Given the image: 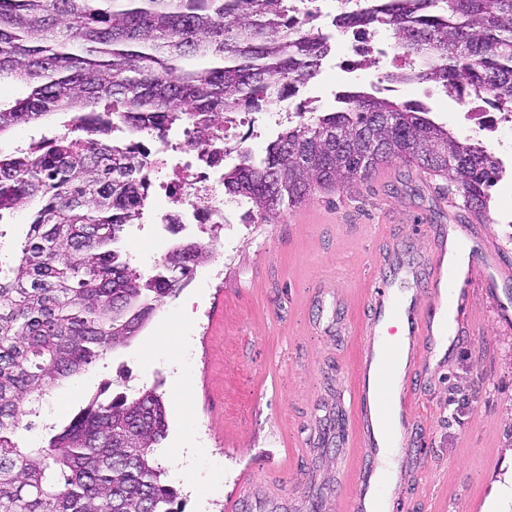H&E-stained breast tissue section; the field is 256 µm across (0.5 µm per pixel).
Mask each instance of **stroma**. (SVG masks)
Returning a JSON list of instances; mask_svg holds the SVG:
<instances>
[{
  "mask_svg": "<svg viewBox=\"0 0 512 512\" xmlns=\"http://www.w3.org/2000/svg\"><path fill=\"white\" fill-rule=\"evenodd\" d=\"M348 71L328 56L298 102L334 109L338 91L381 87L391 61L368 66L346 53ZM401 100L427 105L433 118L460 130L462 104L441 85H400ZM488 231L512 261V179L492 187ZM431 187L407 162L384 175L331 191L269 219L244 224L232 248L196 267L160 303L139 336L80 376L64 380L23 420L30 442L62 424L104 385L130 396L160 385L167 437L156 456L179 492L183 512H225L239 475L256 472L242 512H346L359 452L336 444V409L363 345L361 320L368 271L388 249L420 258L419 224H447ZM177 237L157 224H130L123 244L130 263L150 278ZM512 290L476 288L470 330L444 361L426 366L418 411L427 450L401 458L422 481L412 512H512L498 491L512 484ZM300 449L291 472L279 470L284 447Z\"/></svg>",
  "mask_w": 512,
  "mask_h": 512,
  "instance_id": "obj_1",
  "label": "stroma"
}]
</instances>
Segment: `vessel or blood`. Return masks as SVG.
<instances>
[{
	"instance_id": "obj_1",
	"label": "vessel or blood",
	"mask_w": 512,
	"mask_h": 512,
	"mask_svg": "<svg viewBox=\"0 0 512 512\" xmlns=\"http://www.w3.org/2000/svg\"><path fill=\"white\" fill-rule=\"evenodd\" d=\"M478 237L480 256L460 268L448 260L461 236ZM429 248L421 262L392 256L391 275L372 271L362 330L365 342L355 365L357 382L342 413L362 465L349 512H390L392 496L377 473L383 449L421 445L420 421L413 387L422 376L424 353L434 352L443 333L430 308L466 307L474 282L494 288L512 282L497 240L484 225H449L429 230Z\"/></svg>"
}]
</instances>
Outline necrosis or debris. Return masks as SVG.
Returning <instances> with one entry per match:
<instances>
[{"label":"necrosis or debris","instance_id":"1","mask_svg":"<svg viewBox=\"0 0 512 512\" xmlns=\"http://www.w3.org/2000/svg\"><path fill=\"white\" fill-rule=\"evenodd\" d=\"M294 13L302 27H316L329 35L334 44L350 48L374 62L400 59L389 43H376L374 34L360 35L354 28L337 27L323 9L325 0H291ZM472 125V139L490 141L498 131H512V107L484 106L482 98L471 97L464 115ZM131 143L146 152L143 174L149 184L159 185L164 204L154 209L159 224H176L182 231L194 232L200 224H232L225 213L224 164L236 161L248 145L233 125H220L209 139H199L192 125L185 124L167 131L164 139L141 132L131 135Z\"/></svg>","mask_w":512,"mask_h":512}]
</instances>
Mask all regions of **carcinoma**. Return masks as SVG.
I'll return each mask as SVG.
<instances>
[{
    "label": "carcinoma",
    "mask_w": 512,
    "mask_h": 512,
    "mask_svg": "<svg viewBox=\"0 0 512 512\" xmlns=\"http://www.w3.org/2000/svg\"><path fill=\"white\" fill-rule=\"evenodd\" d=\"M336 23L391 31L419 61L392 81L512 102V0H385ZM296 25L288 0H0V79L28 89L0 101V135L53 116L61 127L0 156V218L26 213L11 263L0 262V512H179L154 457L167 431L157 388L130 398L107 384L37 446L21 439L22 420L137 336L210 257L179 241L154 276L131 267L122 238L149 186L119 126L162 135L191 122L203 135L226 114L291 98L333 49L314 28L288 34ZM338 103L224 168V195L249 204L242 223L405 157L448 178L468 211L489 210L500 170L487 150L419 104L358 89ZM76 112L90 124L69 127Z\"/></svg>",
    "instance_id": "cac0c4a2"
}]
</instances>
